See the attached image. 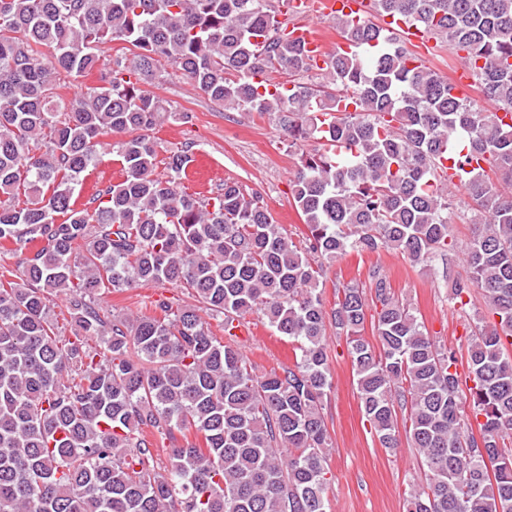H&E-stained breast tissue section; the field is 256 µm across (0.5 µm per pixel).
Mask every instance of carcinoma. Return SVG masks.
I'll return each instance as SVG.
<instances>
[{"instance_id": "1", "label": "carcinoma", "mask_w": 512, "mask_h": 512, "mask_svg": "<svg viewBox=\"0 0 512 512\" xmlns=\"http://www.w3.org/2000/svg\"><path fill=\"white\" fill-rule=\"evenodd\" d=\"M375 2L465 52L479 99L372 19L330 18L369 60L336 51L320 67L270 0H0V255H25L18 280L0 281V512H327L328 318L380 445L404 436L420 460L426 484L406 512H512V122L485 109L512 114V0ZM112 42L133 51L102 69ZM166 63L224 110L269 116L299 150L301 240L235 181L205 199L177 190L189 145L155 176L150 132L191 119L142 89ZM92 73L84 92L56 93L60 75ZM273 73L291 87L259 92ZM114 135L124 177L79 209L75 184ZM312 139L322 148L302 150ZM446 162L474 225L453 299L476 293L499 317L466 328L463 373L381 269L369 300L349 284L329 313L319 291L322 261L349 252L439 256L453 272ZM165 283L198 305L106 320L91 301ZM58 295L69 336L53 330ZM203 311L224 316L227 341ZM254 311L295 344L293 366L256 374L235 341Z\"/></svg>"}]
</instances>
